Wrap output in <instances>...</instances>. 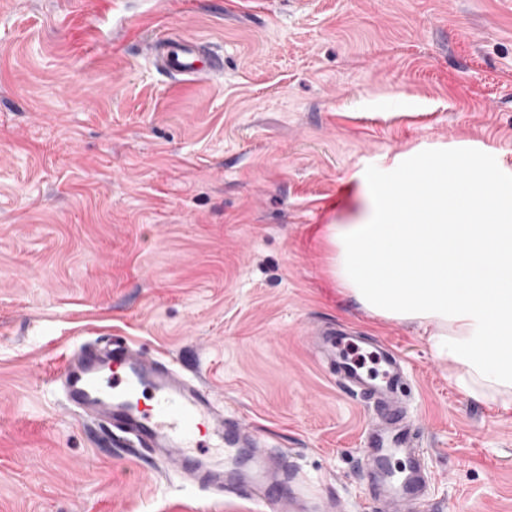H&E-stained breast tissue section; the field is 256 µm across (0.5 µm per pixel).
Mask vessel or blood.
I'll return each mask as SVG.
<instances>
[{"instance_id": "vessel-or-blood-1", "label": "vessel or blood", "mask_w": 512, "mask_h": 512, "mask_svg": "<svg viewBox=\"0 0 512 512\" xmlns=\"http://www.w3.org/2000/svg\"><path fill=\"white\" fill-rule=\"evenodd\" d=\"M147 51L181 84L201 81L224 67L222 55L197 41L171 38ZM361 342L341 326L316 333L337 384L374 411L365 436L369 468L386 479L403 472L396 500L423 512L434 475L406 410L404 362L392 345L380 343L374 347L380 371L368 373L355 353ZM42 383L60 388L66 408L100 430L106 441L143 449L199 492L219 496L245 485L272 503L278 487L295 477L282 457L241 431L200 377L184 364L146 353L130 337L98 338L55 353Z\"/></svg>"}]
</instances>
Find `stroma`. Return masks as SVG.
Listing matches in <instances>:
<instances>
[{"instance_id": "1", "label": "stroma", "mask_w": 512, "mask_h": 512, "mask_svg": "<svg viewBox=\"0 0 512 512\" xmlns=\"http://www.w3.org/2000/svg\"><path fill=\"white\" fill-rule=\"evenodd\" d=\"M170 33L222 75L171 82L144 52ZM437 154L512 188V0H0V512H266L155 477L43 388L56 350L114 335L284 449L307 512H377L369 413L305 339L337 323L404 358L432 505L512 512V408L331 287L313 244Z\"/></svg>"}]
</instances>
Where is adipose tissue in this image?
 <instances>
[{"label":"adipose tissue","instance_id":"adipose-tissue-1","mask_svg":"<svg viewBox=\"0 0 512 512\" xmlns=\"http://www.w3.org/2000/svg\"><path fill=\"white\" fill-rule=\"evenodd\" d=\"M497 176L431 159L371 191L363 223L326 225L335 285L376 317L430 332L459 388L512 405V196Z\"/></svg>","mask_w":512,"mask_h":512}]
</instances>
